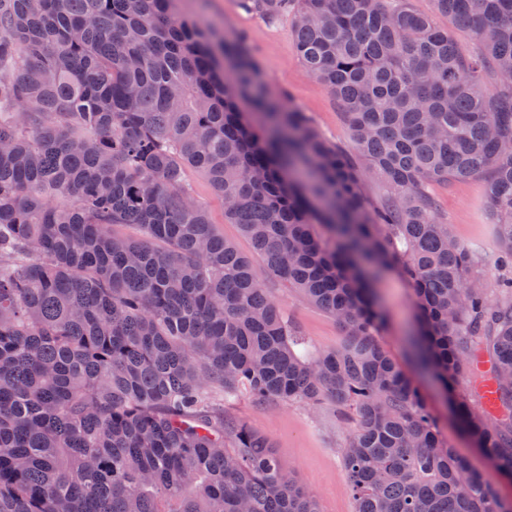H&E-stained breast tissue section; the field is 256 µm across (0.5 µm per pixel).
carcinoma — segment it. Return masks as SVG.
<instances>
[{"label": "carcinoma", "mask_w": 512, "mask_h": 512, "mask_svg": "<svg viewBox=\"0 0 512 512\" xmlns=\"http://www.w3.org/2000/svg\"><path fill=\"white\" fill-rule=\"evenodd\" d=\"M181 2L0 0V512H319L224 414L240 394L349 427L356 512H512L379 343L378 294L390 273L412 284L417 369L511 479L512 276L489 297L431 188L485 179L512 269V0H434L475 55L407 0H246L291 16L363 167L270 90L243 34ZM372 175L392 189L381 208ZM273 281L341 343L309 346ZM477 352L495 416L466 384ZM188 183L192 188L194 197L206 206L213 224H217L224 239L234 243L243 252H252L250 241L244 237L236 224L224 223V201L216 195L207 181L200 175L191 172Z\"/></svg>", "instance_id": "carcinoma-1"}]
</instances>
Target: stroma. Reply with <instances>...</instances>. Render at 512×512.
Listing matches in <instances>:
<instances>
[{"label":"stroma","instance_id":"35a3bbf8","mask_svg":"<svg viewBox=\"0 0 512 512\" xmlns=\"http://www.w3.org/2000/svg\"><path fill=\"white\" fill-rule=\"evenodd\" d=\"M184 8L210 21L218 30L234 29L243 33L271 89L285 95L293 106L305 112L329 140L344 147L351 146L350 130L341 107L315 81L299 58L290 16L264 18L246 9L242 0H186ZM188 182L194 197L206 206L225 240L243 252H251L252 245L238 225L225 223L224 201L207 181L192 173ZM431 192L450 235L472 253L478 263L477 272L486 284L494 285L499 276L493 265L498 236L487 205L485 180L467 179L450 186L436 185ZM379 293L388 313V327L380 342L403 369L412 370L408 347L414 324L411 289L404 278L394 274L380 284ZM275 297L310 345L331 348L341 342L343 333L336 322L304 301L293 289L278 286ZM425 390L440 418L443 439L466 456L473 471L486 472L488 462L459 431L445 400L433 385H426ZM226 411L271 440L278 457L291 469L296 480L314 495L320 512H354L355 501L342 463L347 432L331 413L301 404L261 403L248 398L230 402Z\"/></svg>","mask_w":512,"mask_h":512}]
</instances>
